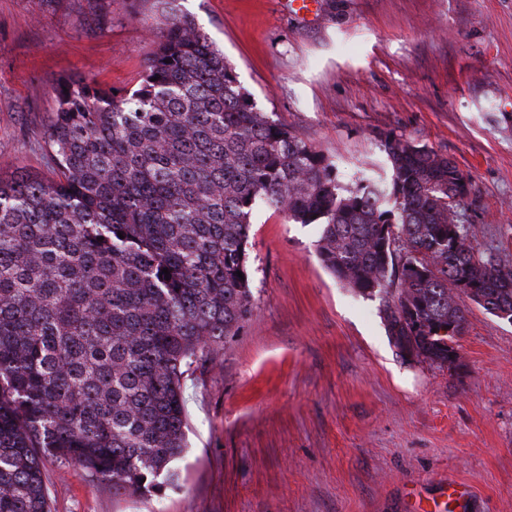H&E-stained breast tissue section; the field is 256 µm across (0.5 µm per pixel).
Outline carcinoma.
I'll use <instances>...</instances> for the list:
<instances>
[{
  "label": "carcinoma",
  "mask_w": 512,
  "mask_h": 512,
  "mask_svg": "<svg viewBox=\"0 0 512 512\" xmlns=\"http://www.w3.org/2000/svg\"><path fill=\"white\" fill-rule=\"evenodd\" d=\"M155 2L138 87L58 79L55 177L0 175V512H51L46 456L117 495L178 487L185 374L256 313L246 245L260 206L318 227L322 265L382 298L402 355L450 363L466 299L512 321V267L472 245L455 162L388 135L383 172L341 184L178 0Z\"/></svg>",
  "instance_id": "cac0c4a2"
}]
</instances>
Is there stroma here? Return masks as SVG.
<instances>
[{
    "label": "stroma",
    "instance_id": "35a3bbf8",
    "mask_svg": "<svg viewBox=\"0 0 512 512\" xmlns=\"http://www.w3.org/2000/svg\"><path fill=\"white\" fill-rule=\"evenodd\" d=\"M179 4L342 181L388 134L450 157L473 245L512 266V0H318L307 18L289 0ZM157 23L154 0H0V174L50 176L55 81L137 85ZM317 238L255 212L258 309L185 376L178 487L116 496L47 457L52 512H512V322L470 302L453 364L403 357Z\"/></svg>",
    "mask_w": 512,
    "mask_h": 512
}]
</instances>
